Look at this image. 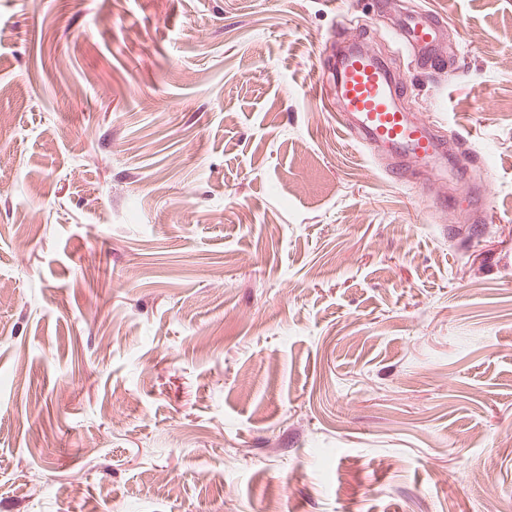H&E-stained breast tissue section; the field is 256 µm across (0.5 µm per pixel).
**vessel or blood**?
<instances>
[{
  "label": "vessel or blood",
  "instance_id": "b4317fda",
  "mask_svg": "<svg viewBox=\"0 0 512 512\" xmlns=\"http://www.w3.org/2000/svg\"><path fill=\"white\" fill-rule=\"evenodd\" d=\"M436 18L403 16L396 28L404 45L424 63L437 58ZM338 111L353 115L348 131L362 144L380 145L427 163L443 159L445 152L428 124L410 120L396 105L400 95L388 70L372 61L369 52L349 54L339 72Z\"/></svg>",
  "mask_w": 512,
  "mask_h": 512
}]
</instances>
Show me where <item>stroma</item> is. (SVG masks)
Listing matches in <instances>:
<instances>
[{"instance_id":"1","label":"stroma","mask_w":512,"mask_h":512,"mask_svg":"<svg viewBox=\"0 0 512 512\" xmlns=\"http://www.w3.org/2000/svg\"><path fill=\"white\" fill-rule=\"evenodd\" d=\"M340 30L463 161L346 135ZM506 501L512 0H0V512ZM437 23L435 17L418 19L412 15H404L396 28L403 44L413 51L417 59L430 65H433L435 58H440L437 52Z\"/></svg>"}]
</instances>
